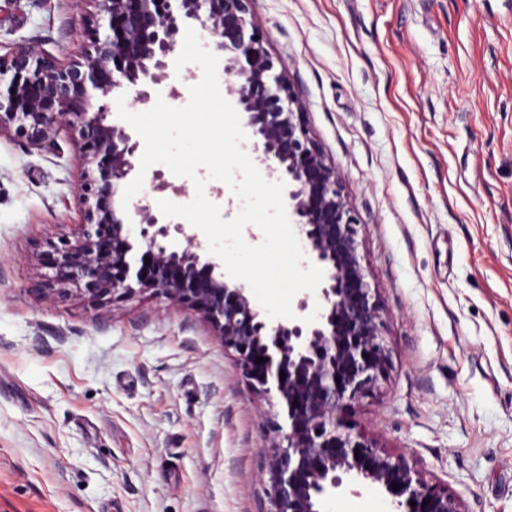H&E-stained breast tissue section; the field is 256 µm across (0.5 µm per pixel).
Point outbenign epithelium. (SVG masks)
<instances>
[{
  "mask_svg": "<svg viewBox=\"0 0 512 512\" xmlns=\"http://www.w3.org/2000/svg\"><path fill=\"white\" fill-rule=\"evenodd\" d=\"M91 2L109 34L96 39L86 65L62 66L30 47L0 57V133L15 125L49 145L53 128L65 123L89 146L84 163L101 174L97 186L86 181L81 236L51 245L56 277L105 303L151 291L202 312L243 376L285 403L288 430L274 424L265 449L266 512H324L326 500L349 486L383 490L394 512H465L459 496L429 482L405 455L341 429L339 413L375 386L386 365L382 309L359 261L358 223L340 177L303 126L286 70L276 71L263 38L248 32L252 0ZM187 26L200 28L204 46L224 57L227 93L257 166L284 182L289 221L307 261L323 270L316 292L297 295L294 319L269 318L188 225L148 202L128 212L116 203L119 187L139 171L140 139L110 120L112 102L130 90L141 104L159 93L180 98L179 81L194 74L177 76L172 54ZM136 246L151 272L136 265Z\"/></svg>",
  "mask_w": 512,
  "mask_h": 512,
  "instance_id": "7a95c632",
  "label": "benign epithelium"
}]
</instances>
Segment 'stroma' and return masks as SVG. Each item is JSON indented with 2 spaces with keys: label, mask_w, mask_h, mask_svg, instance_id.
I'll return each instance as SVG.
<instances>
[{
  "label": "stroma",
  "mask_w": 512,
  "mask_h": 512,
  "mask_svg": "<svg viewBox=\"0 0 512 512\" xmlns=\"http://www.w3.org/2000/svg\"><path fill=\"white\" fill-rule=\"evenodd\" d=\"M339 173L388 368L343 424L512 512V0H252ZM91 0H0V55L82 63ZM0 134V512H264L281 408L201 312L55 287L84 222L82 141ZM327 512H392L366 488Z\"/></svg>",
  "instance_id": "stroma-1"
}]
</instances>
